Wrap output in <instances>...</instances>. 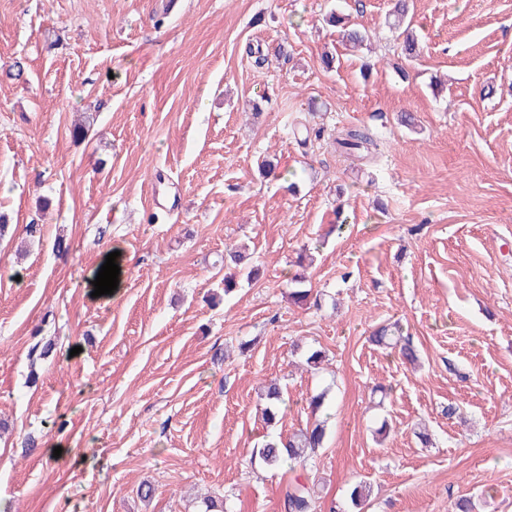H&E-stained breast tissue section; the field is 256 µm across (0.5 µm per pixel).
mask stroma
I'll return each mask as SVG.
<instances>
[{"mask_svg":"<svg viewBox=\"0 0 512 512\" xmlns=\"http://www.w3.org/2000/svg\"><path fill=\"white\" fill-rule=\"evenodd\" d=\"M413 3L409 62L391 0H0V512H281L292 474L252 450L322 391L320 512H352L359 481L366 512H512V0ZM297 116L326 141L301 145ZM354 125L385 143L377 166L334 151ZM116 246L124 286L92 297ZM232 246L262 273L228 295ZM301 271L318 305L290 300ZM394 322L420 368L370 343ZM259 399L262 402L261 406H263L264 420L270 425L275 423L281 414V405L283 403L279 383L276 380H270L266 388L261 392Z\"/></svg>","mask_w":512,"mask_h":512,"instance_id":"35a3bbf8","label":"stroma"}]
</instances>
